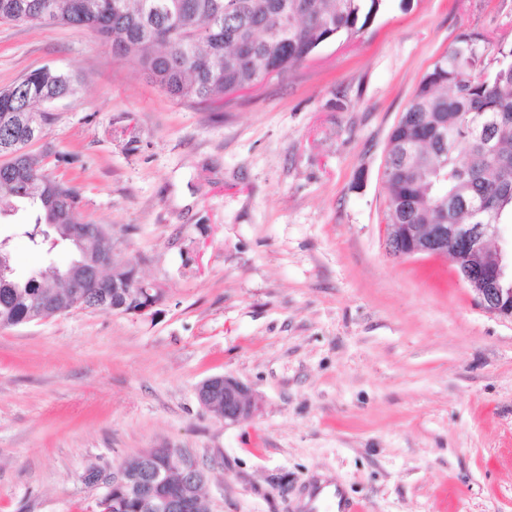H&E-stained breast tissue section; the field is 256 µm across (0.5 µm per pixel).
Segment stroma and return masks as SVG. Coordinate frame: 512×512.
<instances>
[{
	"label": "stroma",
	"instance_id": "1",
	"mask_svg": "<svg viewBox=\"0 0 512 512\" xmlns=\"http://www.w3.org/2000/svg\"><path fill=\"white\" fill-rule=\"evenodd\" d=\"M480 36L512 46V0H384L359 34L229 102H175L87 29L0 24V88L52 66L33 153L87 221L163 294L154 315L79 310L0 328V512H97L109 472L180 448L207 473L206 512H512V322L452 261L386 250L382 168L433 63ZM24 207L0 217L19 273ZM232 374L235 425L197 388ZM209 379L208 387L199 392L201 384ZM197 388L199 402L209 408L213 404L223 402L222 405L210 409L224 414L225 425H237L250 418L256 411V403L246 383L239 378L229 375H213L205 379Z\"/></svg>",
	"mask_w": 512,
	"mask_h": 512
}]
</instances>
